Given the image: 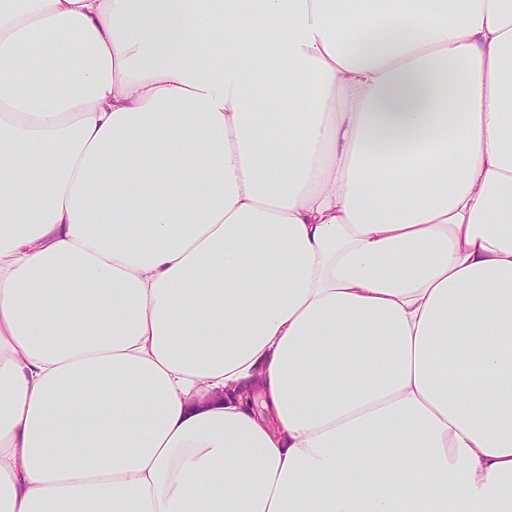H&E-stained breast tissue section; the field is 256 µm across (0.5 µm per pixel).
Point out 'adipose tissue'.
I'll use <instances>...</instances> for the list:
<instances>
[{
    "instance_id": "1",
    "label": "adipose tissue",
    "mask_w": 512,
    "mask_h": 512,
    "mask_svg": "<svg viewBox=\"0 0 512 512\" xmlns=\"http://www.w3.org/2000/svg\"><path fill=\"white\" fill-rule=\"evenodd\" d=\"M0 512H512V0H0Z\"/></svg>"
}]
</instances>
